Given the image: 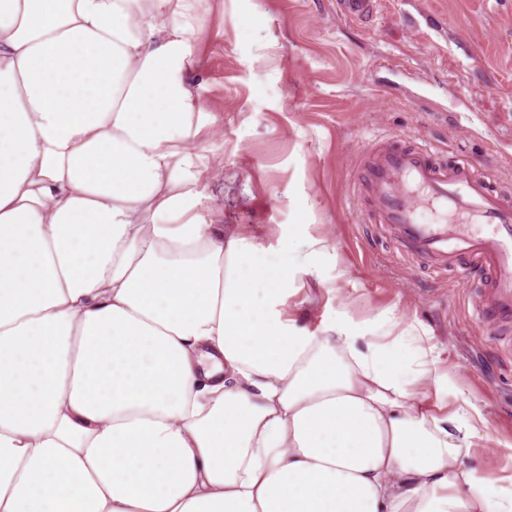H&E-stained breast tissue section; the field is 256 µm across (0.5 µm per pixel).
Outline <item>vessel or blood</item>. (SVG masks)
<instances>
[{"label": "vessel or blood", "instance_id": "vessel-or-blood-1", "mask_svg": "<svg viewBox=\"0 0 512 512\" xmlns=\"http://www.w3.org/2000/svg\"><path fill=\"white\" fill-rule=\"evenodd\" d=\"M362 165L373 222L436 271L482 272L478 317L512 322V197L468 160L442 163L417 146L369 147Z\"/></svg>", "mask_w": 512, "mask_h": 512}]
</instances>
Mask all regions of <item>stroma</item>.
Returning a JSON list of instances; mask_svg holds the SVG:
<instances>
[{"label": "stroma", "instance_id": "obj_1", "mask_svg": "<svg viewBox=\"0 0 512 512\" xmlns=\"http://www.w3.org/2000/svg\"><path fill=\"white\" fill-rule=\"evenodd\" d=\"M199 101L220 131V223L257 228L270 259L308 267L305 235H328L336 262L297 281L283 311L316 328L396 307L429 332L451 383L490 416L466 468L512 476V359L477 321L478 280L434 273L365 220L366 148L399 140L465 159L512 195V0H374L370 20L336 0H212L203 19ZM348 269L336 280V267Z\"/></svg>", "mask_w": 512, "mask_h": 512}]
</instances>
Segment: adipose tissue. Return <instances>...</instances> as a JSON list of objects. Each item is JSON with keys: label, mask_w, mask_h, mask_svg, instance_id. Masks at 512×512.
<instances>
[{"label": "adipose tissue", "mask_w": 512, "mask_h": 512, "mask_svg": "<svg viewBox=\"0 0 512 512\" xmlns=\"http://www.w3.org/2000/svg\"><path fill=\"white\" fill-rule=\"evenodd\" d=\"M209 0H0V512H512L394 309L309 329L205 206Z\"/></svg>", "instance_id": "obj_1"}]
</instances>
